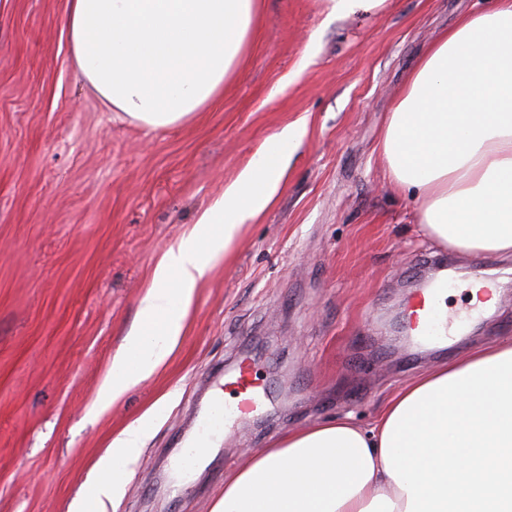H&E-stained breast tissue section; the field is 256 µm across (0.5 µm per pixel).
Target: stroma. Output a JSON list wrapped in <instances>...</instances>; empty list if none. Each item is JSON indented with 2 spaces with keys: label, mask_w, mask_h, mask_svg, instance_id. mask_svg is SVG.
Here are the masks:
<instances>
[{
  "label": "stroma",
  "mask_w": 512,
  "mask_h": 512,
  "mask_svg": "<svg viewBox=\"0 0 512 512\" xmlns=\"http://www.w3.org/2000/svg\"><path fill=\"white\" fill-rule=\"evenodd\" d=\"M484 0H385L341 16L331 0H265L220 101L150 129L107 111L72 59L68 0H0V512H71L99 465L123 480L111 512H212L225 476L292 429L369 425L437 363L512 339V277L447 342L406 335L412 283L444 257L448 310L512 255L426 240L418 204L379 150L395 96L440 31ZM288 175L196 290L165 363L101 404L163 254L285 128ZM258 402L210 425L240 362ZM147 420L135 462L112 444ZM205 453L183 459L202 439Z\"/></svg>",
  "instance_id": "obj_1"
}]
</instances>
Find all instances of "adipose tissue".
<instances>
[{
	"label": "adipose tissue",
	"mask_w": 512,
	"mask_h": 512,
	"mask_svg": "<svg viewBox=\"0 0 512 512\" xmlns=\"http://www.w3.org/2000/svg\"><path fill=\"white\" fill-rule=\"evenodd\" d=\"M263 0H68L72 58L112 112L150 128L189 121L236 71ZM283 131L157 264L111 403L164 364L195 290L286 171ZM389 181L420 201L433 241L512 254V0L437 34L381 138ZM212 512H512V339L477 347L399 388L374 425L335 419L284 433L225 477Z\"/></svg>",
	"instance_id": "obj_1"
}]
</instances>
